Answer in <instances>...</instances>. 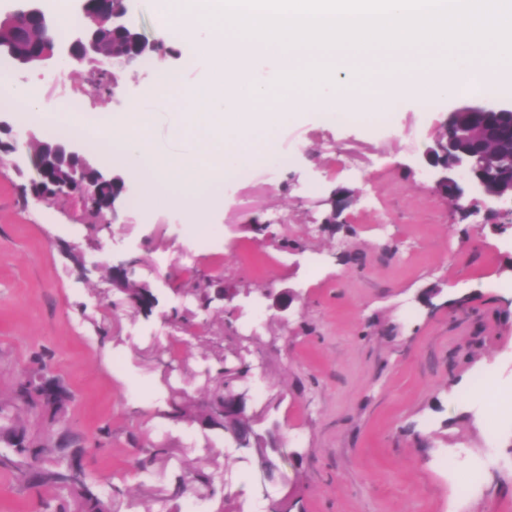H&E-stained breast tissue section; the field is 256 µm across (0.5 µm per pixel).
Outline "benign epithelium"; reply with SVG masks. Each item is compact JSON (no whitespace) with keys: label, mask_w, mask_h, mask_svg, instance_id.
Returning a JSON list of instances; mask_svg holds the SVG:
<instances>
[{"label":"benign epithelium","mask_w":512,"mask_h":512,"mask_svg":"<svg viewBox=\"0 0 512 512\" xmlns=\"http://www.w3.org/2000/svg\"><path fill=\"white\" fill-rule=\"evenodd\" d=\"M13 9L0 16V28L13 30L15 39L24 40L39 28L51 27L50 14L42 0H13ZM124 7L115 8L112 0H102L100 13L87 19V23L64 39L49 38L29 53L20 54L13 45L0 41V59L16 66H32L55 60L59 63L100 64L112 71H132L139 56L116 57L102 52L90 27L100 24L111 26L129 25L132 0H121ZM448 132L444 139H435L418 159V165L427 174L432 187L446 198L454 201L456 209L466 213L464 202L471 195H478L499 205L497 214L512 215V164L487 168L489 155H507L512 158V104L485 102L466 106L449 112L443 122ZM34 171L30 182L36 185L31 196L49 202L57 196L76 197L83 207L94 206L98 217L107 224L116 222L128 205L129 188L125 179L98 163L85 157L78 144L72 141L58 142L44 151L42 157L32 164ZM331 212L323 223L336 224L345 202L341 191L334 192L330 199ZM110 280L112 287L125 295L126 301L138 306L126 284L132 280V264L119 262L112 265ZM271 308L286 313L295 294L282 290L271 295ZM225 418L247 417V395L231 392L224 395ZM280 470L279 459L272 455L266 463L259 464L256 482L263 488Z\"/></svg>","instance_id":"obj_1"}]
</instances>
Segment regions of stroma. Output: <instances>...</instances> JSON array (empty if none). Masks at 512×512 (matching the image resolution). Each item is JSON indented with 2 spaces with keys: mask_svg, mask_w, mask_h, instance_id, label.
Instances as JSON below:
<instances>
[{
  "mask_svg": "<svg viewBox=\"0 0 512 512\" xmlns=\"http://www.w3.org/2000/svg\"><path fill=\"white\" fill-rule=\"evenodd\" d=\"M7 71L64 115L74 100L125 112L157 77L143 61L112 95L89 65ZM474 102L402 99L380 129L285 118L274 161L245 166L221 202L196 182L195 233L186 210L140 205L141 177L125 217L98 223L76 199L35 200L0 154V392L42 367L65 382L82 464L117 489L109 512H512V219L482 198L460 219L415 163ZM339 187L341 221L324 223ZM119 261L152 313L113 290ZM283 289L296 295L284 316L268 299ZM240 366L232 387L285 457L262 490L223 431L167 417L174 394L197 409ZM157 444L167 453L143 476ZM46 494L0 471V512H42ZM110 280L112 282L113 288H118L125 295L126 301L135 306L136 308L144 311L145 313H151L153 308L156 306V298L148 288V286L144 283L137 282L140 291L144 294L145 299L149 305V310L142 309L139 304L134 300L131 296V293L128 288H126V284L132 279V264L128 262H119L117 264H112L111 268V276Z\"/></svg>",
  "mask_w": 512,
  "mask_h": 512,
  "instance_id": "stroma-1",
  "label": "stroma"
}]
</instances>
